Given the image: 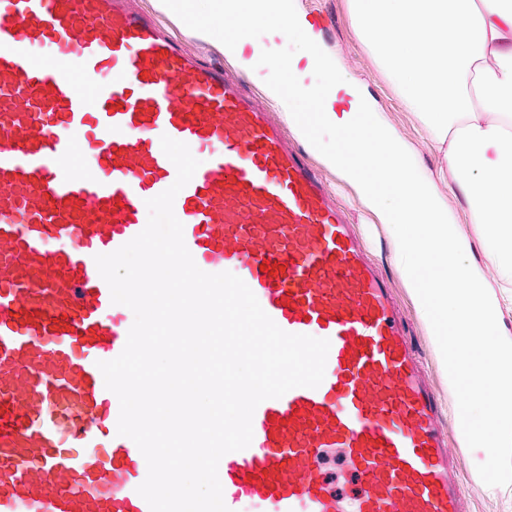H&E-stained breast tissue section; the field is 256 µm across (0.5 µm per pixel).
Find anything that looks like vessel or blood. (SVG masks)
<instances>
[{"label":"vessel or blood","instance_id":"obj_1","mask_svg":"<svg viewBox=\"0 0 512 512\" xmlns=\"http://www.w3.org/2000/svg\"><path fill=\"white\" fill-rule=\"evenodd\" d=\"M173 210L196 265L240 277L284 331L329 340L325 375L256 408L218 465L230 512H467L459 451L364 233L283 119L184 50L136 0H0V512H150L99 362L132 322L95 257ZM360 491L338 493L326 457Z\"/></svg>","mask_w":512,"mask_h":512}]
</instances>
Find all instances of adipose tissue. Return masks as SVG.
Returning a JSON list of instances; mask_svg holds the SVG:
<instances>
[{
  "mask_svg": "<svg viewBox=\"0 0 512 512\" xmlns=\"http://www.w3.org/2000/svg\"><path fill=\"white\" fill-rule=\"evenodd\" d=\"M362 43L387 72L403 107L417 113L424 133L443 161L422 169L396 131L375 112L356 85L337 78L327 97L314 83L296 85L289 102L323 101L311 119L317 130L310 149L352 185L384 224L394 245V261L416 310L430 330L440 358L448 356L444 335L462 310L475 320L458 338L460 362H450L448 383L460 384V370L490 383V401L463 397L469 421L459 427L473 456V476L494 467L489 442L512 451V389L494 385L512 372V340L501 334L502 297L488 287L473 262L472 238L494 250L502 287L512 286V0H349ZM390 33L379 43L376 29ZM289 112L288 123L305 132L310 119ZM362 126L358 150L375 154L380 178H367L360 164L332 144ZM465 206L475 237L466 236L448 214L438 183ZM438 274L423 285L422 263Z\"/></svg>",
  "mask_w": 512,
  "mask_h": 512,
  "instance_id": "adipose-tissue-1",
  "label": "adipose tissue"
}]
</instances>
